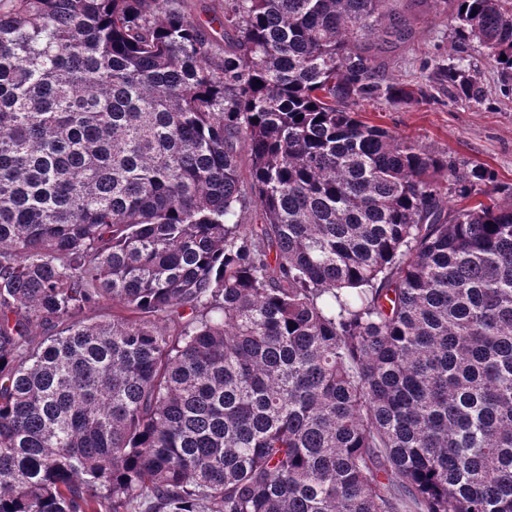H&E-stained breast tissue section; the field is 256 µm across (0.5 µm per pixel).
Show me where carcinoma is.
I'll return each instance as SVG.
<instances>
[{
	"mask_svg": "<svg viewBox=\"0 0 512 512\" xmlns=\"http://www.w3.org/2000/svg\"><path fill=\"white\" fill-rule=\"evenodd\" d=\"M455 19L508 86L512 0ZM216 21L0 0V512H512V189L356 111L476 74L377 78L386 0Z\"/></svg>",
	"mask_w": 512,
	"mask_h": 512,
	"instance_id": "carcinoma-1",
	"label": "carcinoma"
}]
</instances>
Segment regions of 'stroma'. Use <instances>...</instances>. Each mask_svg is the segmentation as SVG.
Listing matches in <instances>:
<instances>
[{"instance_id": "stroma-1", "label": "stroma", "mask_w": 512, "mask_h": 512, "mask_svg": "<svg viewBox=\"0 0 512 512\" xmlns=\"http://www.w3.org/2000/svg\"><path fill=\"white\" fill-rule=\"evenodd\" d=\"M387 9L412 33L404 41L373 48L380 77L405 85L420 82L428 64L455 46L479 71L484 96L469 101L447 87L420 104L380 98L361 108L360 119L429 152L483 165L494 172L497 185L512 187V90H504L487 49L460 38L452 20L455 0H388Z\"/></svg>"}]
</instances>
